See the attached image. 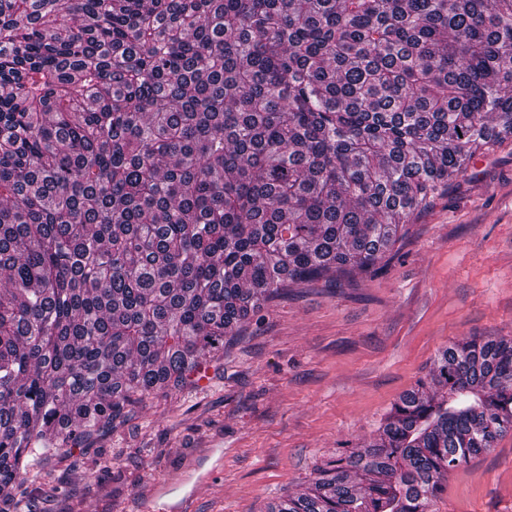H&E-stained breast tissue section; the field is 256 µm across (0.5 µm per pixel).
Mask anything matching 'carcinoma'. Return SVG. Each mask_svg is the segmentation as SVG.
I'll return each mask as SVG.
<instances>
[{
    "instance_id": "1",
    "label": "carcinoma",
    "mask_w": 512,
    "mask_h": 512,
    "mask_svg": "<svg viewBox=\"0 0 512 512\" xmlns=\"http://www.w3.org/2000/svg\"><path fill=\"white\" fill-rule=\"evenodd\" d=\"M509 138L512 0H0V501ZM511 430L512 337L452 343L270 512H428Z\"/></svg>"
}]
</instances>
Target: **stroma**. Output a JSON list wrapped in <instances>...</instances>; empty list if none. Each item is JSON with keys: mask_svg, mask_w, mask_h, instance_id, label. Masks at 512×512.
Returning <instances> with one entry per match:
<instances>
[{"mask_svg": "<svg viewBox=\"0 0 512 512\" xmlns=\"http://www.w3.org/2000/svg\"><path fill=\"white\" fill-rule=\"evenodd\" d=\"M375 275L292 285L191 384L44 460L25 512H268L342 448L372 443L452 342L512 336V139L476 155ZM431 512H512V432L452 470Z\"/></svg>", "mask_w": 512, "mask_h": 512, "instance_id": "stroma-1", "label": "stroma"}]
</instances>
